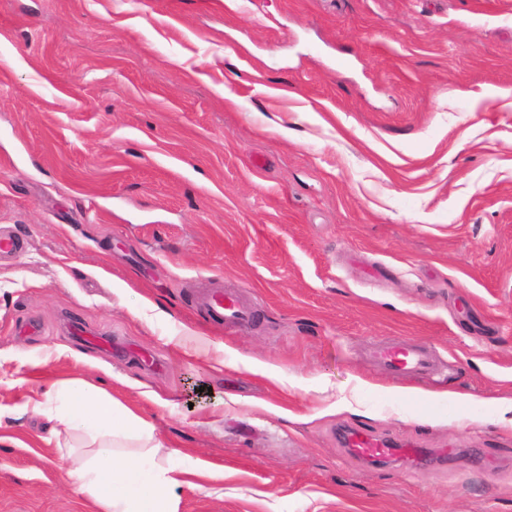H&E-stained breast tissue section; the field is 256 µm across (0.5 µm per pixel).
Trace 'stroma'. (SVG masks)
I'll use <instances>...</instances> for the list:
<instances>
[{
	"instance_id": "1",
	"label": "stroma",
	"mask_w": 512,
	"mask_h": 512,
	"mask_svg": "<svg viewBox=\"0 0 512 512\" xmlns=\"http://www.w3.org/2000/svg\"><path fill=\"white\" fill-rule=\"evenodd\" d=\"M1 230L0 512H92L49 378L223 467L177 512H512V0H0ZM218 282L252 325L196 311ZM375 363L390 373L401 375H436L433 355L426 349L416 347L406 340L394 339L374 346ZM348 448L363 459L383 461L395 455H400L408 460H417L420 456L418 448H390L388 442L362 432L349 433L347 438Z\"/></svg>"
}]
</instances>
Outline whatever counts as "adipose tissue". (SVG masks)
Segmentation results:
<instances>
[{"label":"adipose tissue","instance_id":"adipose-tissue-1","mask_svg":"<svg viewBox=\"0 0 512 512\" xmlns=\"http://www.w3.org/2000/svg\"><path fill=\"white\" fill-rule=\"evenodd\" d=\"M37 411L56 422L61 455L71 459L74 493L95 512H176V488L209 467L173 462L152 425L103 389L76 378L52 382Z\"/></svg>","mask_w":512,"mask_h":512}]
</instances>
